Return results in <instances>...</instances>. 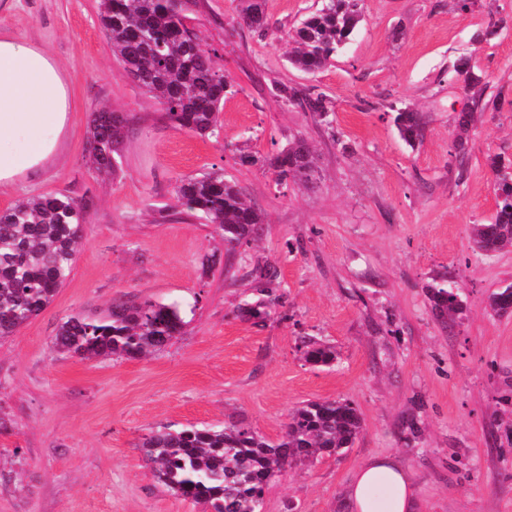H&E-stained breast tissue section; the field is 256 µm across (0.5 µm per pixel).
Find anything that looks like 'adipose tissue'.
<instances>
[{"label":"adipose tissue","instance_id":"adipose-tissue-1","mask_svg":"<svg viewBox=\"0 0 512 512\" xmlns=\"http://www.w3.org/2000/svg\"><path fill=\"white\" fill-rule=\"evenodd\" d=\"M66 75L44 49L0 34V188L23 186L56 159L72 121ZM353 512H416L409 471L392 458L359 467L346 491Z\"/></svg>","mask_w":512,"mask_h":512}]
</instances>
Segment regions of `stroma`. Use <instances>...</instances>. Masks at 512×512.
Wrapping results in <instances>:
<instances>
[{
  "instance_id": "1",
  "label": "stroma",
  "mask_w": 512,
  "mask_h": 512,
  "mask_svg": "<svg viewBox=\"0 0 512 512\" xmlns=\"http://www.w3.org/2000/svg\"><path fill=\"white\" fill-rule=\"evenodd\" d=\"M323 0H265L271 28L238 23L240 0H198L189 25L234 89L220 137L173 127L130 78L98 20L97 0H0V33L24 37L64 68L74 112L53 165L0 211L47 193L90 199L84 237L53 302L0 339V512H200L158 484L140 443L166 424L237 420L278 440L309 400L344 399L363 420L353 448L293 464L265 491L264 512H347L363 462L396 455L420 512H512V314L489 312L512 283V252L475 251L472 224L495 214L489 153L512 159V0H361L345 49L310 75L292 68L287 34ZM467 58L489 106L451 154L471 94ZM320 93L332 128L273 92ZM423 112L410 149L392 102ZM125 119L114 177L88 169L93 112ZM304 138L314 186H278L270 158ZM251 161H241V153ZM218 171L265 216L262 236L225 244L180 206L176 186ZM448 278L463 308L443 320L428 287ZM262 288L284 304L262 323L239 307ZM188 307L184 335L145 359L83 360L52 346L68 315L115 300ZM335 347L306 364L300 340Z\"/></svg>"
}]
</instances>
